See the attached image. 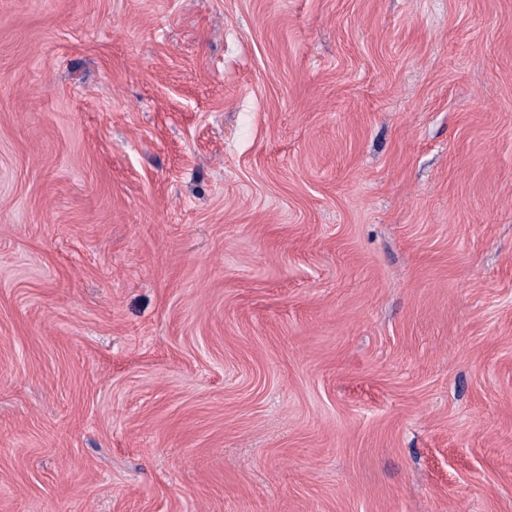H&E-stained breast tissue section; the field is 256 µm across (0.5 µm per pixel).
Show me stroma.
Masks as SVG:
<instances>
[{
  "label": "stroma",
  "mask_w": 512,
  "mask_h": 512,
  "mask_svg": "<svg viewBox=\"0 0 512 512\" xmlns=\"http://www.w3.org/2000/svg\"><path fill=\"white\" fill-rule=\"evenodd\" d=\"M0 512H512V0H0Z\"/></svg>",
  "instance_id": "obj_1"
}]
</instances>
